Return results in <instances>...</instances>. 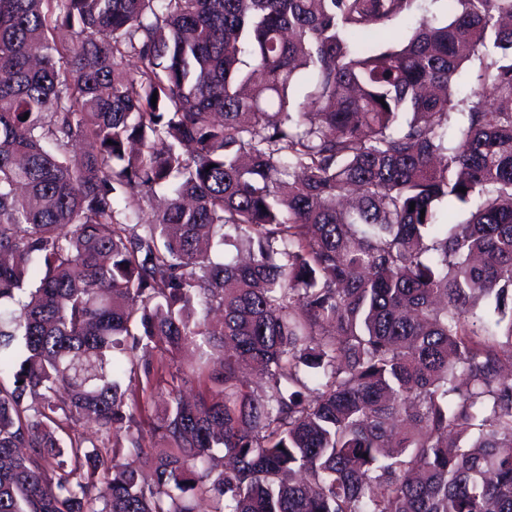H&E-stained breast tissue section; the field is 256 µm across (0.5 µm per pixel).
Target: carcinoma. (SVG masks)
I'll return each mask as SVG.
<instances>
[{"label": "carcinoma", "instance_id": "cac0c4a2", "mask_svg": "<svg viewBox=\"0 0 512 512\" xmlns=\"http://www.w3.org/2000/svg\"><path fill=\"white\" fill-rule=\"evenodd\" d=\"M425 2L0 0V512H512V0ZM479 71V61L472 59L466 62L461 70L460 78L456 82V91L460 98L468 99V102H476L477 98L471 96V91L476 86V76Z\"/></svg>", "mask_w": 512, "mask_h": 512}]
</instances>
